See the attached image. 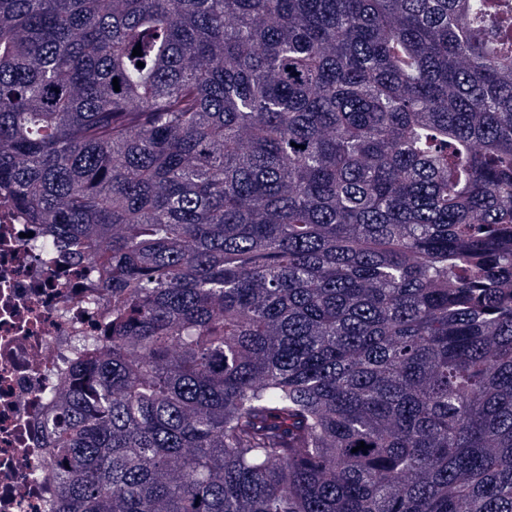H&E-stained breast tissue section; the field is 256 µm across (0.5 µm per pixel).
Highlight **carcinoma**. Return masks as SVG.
Returning a JSON list of instances; mask_svg holds the SVG:
<instances>
[{
  "label": "carcinoma",
  "mask_w": 512,
  "mask_h": 512,
  "mask_svg": "<svg viewBox=\"0 0 512 512\" xmlns=\"http://www.w3.org/2000/svg\"><path fill=\"white\" fill-rule=\"evenodd\" d=\"M2 186L56 512H512V0H0ZM45 227L31 224L2 191L0 512L55 511L44 422L58 406L43 394L60 389L84 358L76 339L102 336L112 316V299L96 288L90 259L47 263L30 247ZM29 232L31 238H20Z\"/></svg>",
  "instance_id": "carcinoma-1"
}]
</instances>
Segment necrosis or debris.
I'll list each match as a JSON object with an SVG mask.
<instances>
[{"mask_svg": "<svg viewBox=\"0 0 512 512\" xmlns=\"http://www.w3.org/2000/svg\"><path fill=\"white\" fill-rule=\"evenodd\" d=\"M8 196L0 197V512H55L44 422L84 357L76 340L101 335L112 300L96 288L90 259L41 260L29 234H42Z\"/></svg>", "mask_w": 512, "mask_h": 512, "instance_id": "obj_1", "label": "necrosis or debris"}]
</instances>
